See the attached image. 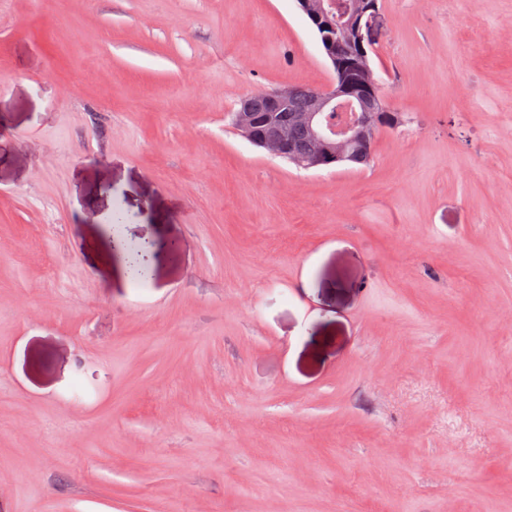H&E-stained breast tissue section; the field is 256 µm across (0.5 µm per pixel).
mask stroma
<instances>
[{"mask_svg":"<svg viewBox=\"0 0 512 512\" xmlns=\"http://www.w3.org/2000/svg\"><path fill=\"white\" fill-rule=\"evenodd\" d=\"M379 7L303 170L230 121L296 0H0V512H512V0Z\"/></svg>","mask_w":512,"mask_h":512,"instance_id":"stroma-1","label":"stroma"}]
</instances>
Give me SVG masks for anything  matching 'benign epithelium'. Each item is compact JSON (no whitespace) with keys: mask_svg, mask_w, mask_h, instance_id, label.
I'll return each mask as SVG.
<instances>
[{"mask_svg":"<svg viewBox=\"0 0 512 512\" xmlns=\"http://www.w3.org/2000/svg\"><path fill=\"white\" fill-rule=\"evenodd\" d=\"M298 6L319 32L323 52L333 71L331 83L312 92L311 108L299 114V121L309 131L308 147L296 150L286 130L270 138L255 134L260 116L254 111L252 101L263 98L269 104V111L274 112L293 96V88L261 91L244 98L235 113L234 128L242 138L269 155L295 161L308 170L349 164L354 161L353 145L365 143L374 136L371 114L389 107V98L365 64L357 65L361 73L360 92H354L337 58L336 45L348 42L362 46L371 42L380 25L378 6L375 0H352L341 12L336 11V0H298ZM329 112H344L347 118L337 125L326 124L323 117Z\"/></svg>","mask_w":512,"mask_h":512,"instance_id":"7a95c632","label":"benign epithelium"}]
</instances>
